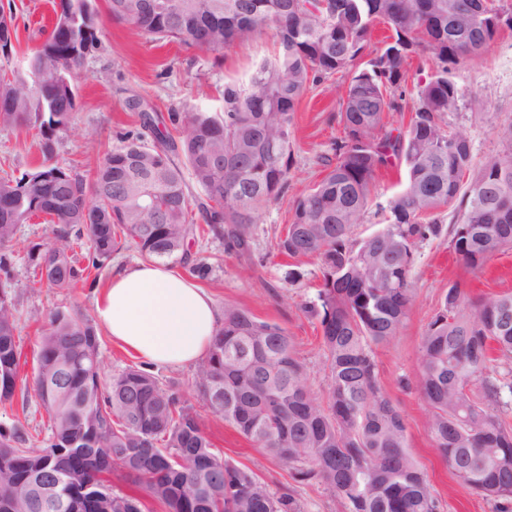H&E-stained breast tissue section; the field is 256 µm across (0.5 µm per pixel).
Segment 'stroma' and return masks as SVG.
Listing matches in <instances>:
<instances>
[{
    "mask_svg": "<svg viewBox=\"0 0 512 512\" xmlns=\"http://www.w3.org/2000/svg\"><path fill=\"white\" fill-rule=\"evenodd\" d=\"M99 16V42L86 56L78 80L79 108L71 129L55 145L51 161L91 177L103 154L121 146L126 135L140 130L139 108L147 106L160 114L201 111L213 115L223 110L224 84L247 81L256 64L272 58L271 33L219 51H205L174 41L153 40L128 23L112 19L107 0H93ZM16 16L17 38L9 56H0V74L24 71L32 51L45 38L54 18L51 0H0ZM450 79L460 97L455 111L446 117L447 130L465 137L474 165L502 152L505 134L512 128V30H502L482 56L452 67ZM349 79L336 74L314 86L296 105L291 142L288 188L277 202L264 206L256 226L251 252L238 255L225 251L222 240L197 233L189 243L192 258L208 263L212 272L202 280L217 305L238 304L258 319L275 322L292 336L314 394H323L327 377L318 320L307 317L302 304L312 300L322 284L318 260L293 262L277 250V242L293 220V202L307 194L326 172L332 145L343 135L336 120ZM41 156L31 130L0 127V177L21 176L34 169ZM403 162L377 172L366 210L352 231L364 239L383 227L388 202L403 187ZM458 221L453 209L441 215L444 234L420 242L416 248L411 278L414 305L398 334L374 348L379 385L402 415L408 445L419 468L430 480L442 504V512H496L494 501L466 486L434 448L425 426L428 407L418 392L415 376L421 336L438 311L449 286L460 284L469 298L512 293V249L488 260L482 271H472L452 249L449 228ZM50 240L47 225L32 219L21 225L16 236L15 260L9 273L0 272V286L14 299L20 353L19 374L32 378L36 366L40 326L30 313L66 307L84 314L94 312V300L113 265L140 262L131 248L113 254L110 265L96 273L95 283H78L70 291L47 288L26 258L34 243ZM298 267L301 277L287 283L285 275ZM153 375L165 388L178 392L182 402L193 407L213 450L224 460L253 469L271 489L289 493L301 512H337L335 498L315 480H301L293 471L255 447L233 426L215 419L199 395L195 367H156ZM21 422L29 447H40L48 433V418L36 397L0 404V422Z\"/></svg>",
    "mask_w": 512,
    "mask_h": 512,
    "instance_id": "1",
    "label": "stroma"
}]
</instances>
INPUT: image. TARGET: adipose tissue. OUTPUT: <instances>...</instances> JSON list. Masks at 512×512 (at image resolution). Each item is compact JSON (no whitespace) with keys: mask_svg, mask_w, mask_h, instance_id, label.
I'll return each instance as SVG.
<instances>
[{"mask_svg":"<svg viewBox=\"0 0 512 512\" xmlns=\"http://www.w3.org/2000/svg\"><path fill=\"white\" fill-rule=\"evenodd\" d=\"M94 314L114 340L159 367L198 364L221 326L211 294L159 260L113 270Z\"/></svg>","mask_w":512,"mask_h":512,"instance_id":"obj_1","label":"adipose tissue"}]
</instances>
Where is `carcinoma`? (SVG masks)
Returning a JSON list of instances; mask_svg holds the SVG:
<instances>
[{"label":"carcinoma","mask_w":512,"mask_h":512,"mask_svg":"<svg viewBox=\"0 0 512 512\" xmlns=\"http://www.w3.org/2000/svg\"><path fill=\"white\" fill-rule=\"evenodd\" d=\"M77 0H59L54 26L27 71L0 79V126L36 130L44 157L53 154L75 112L76 77L98 44V15L73 20ZM109 0L112 18L145 35L217 51L266 30L278 54L260 63L245 86L224 84V108L170 112L178 137L143 110L141 132L104 154L94 175L43 162L19 177L0 178V271L14 257L18 227L45 216L52 241L27 253L50 288L84 280L73 246L87 243L100 269L130 245L146 259L176 261L204 279L210 267L191 259L187 242L199 226L189 183L204 193L198 211L227 251L250 252L261 208L288 185L293 112L308 88L344 73L349 78L337 119L335 165L293 204V221L279 239L281 254L316 258L323 282L303 312L319 321L328 389H310L296 344L285 328L224 304V323L197 365V387L213 416L235 426L304 479H316L341 512H440V502L408 448L399 411L377 383L370 347L390 342L413 303L416 245L442 234L439 215L455 208L450 230L455 253L478 270L512 247V127L508 146L478 168L470 144L444 129L459 93L450 67L485 53L502 30L494 19L512 4L485 0ZM386 23L388 44L359 64L374 21ZM437 59L430 79L408 88L411 54ZM41 72L43 85H25ZM414 113L406 131L384 130L383 116L406 99ZM150 136L153 146L143 144ZM280 144L277 155L265 148ZM396 160L407 169L403 189L389 202L388 224L350 240L366 208L378 170ZM512 311V294L471 301L460 285L448 288L426 326L416 387L429 406L426 425L448 467L499 512H512V379L489 357L512 360V328L497 323ZM42 323L33 390L49 419L40 448H27L22 428L0 426V512H48L27 481L65 470L70 484H90L97 499L66 512H145L141 499L112 489V472L140 488L166 512H299L249 467L218 457L192 407L145 370L130 367L110 378L88 354L99 352L92 320L78 312H34ZM16 307L0 290V403L20 383Z\"/></svg>","instance_id":"cac0c4a2"}]
</instances>
